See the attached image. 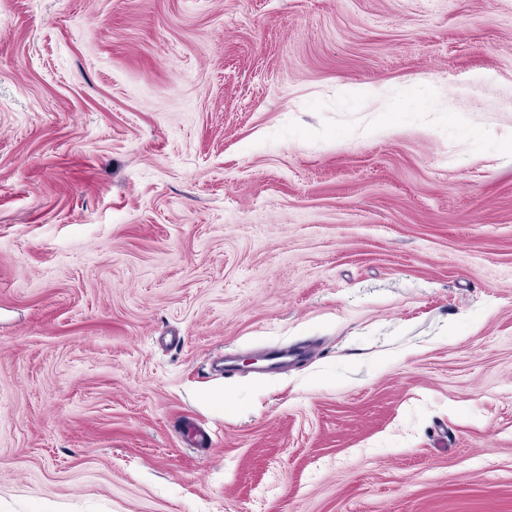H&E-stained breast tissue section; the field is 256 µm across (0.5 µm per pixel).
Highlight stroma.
<instances>
[{
	"label": "stroma",
	"instance_id": "stroma-1",
	"mask_svg": "<svg viewBox=\"0 0 512 512\" xmlns=\"http://www.w3.org/2000/svg\"><path fill=\"white\" fill-rule=\"evenodd\" d=\"M504 139L512 0H0V512H512Z\"/></svg>",
	"mask_w": 512,
	"mask_h": 512
}]
</instances>
